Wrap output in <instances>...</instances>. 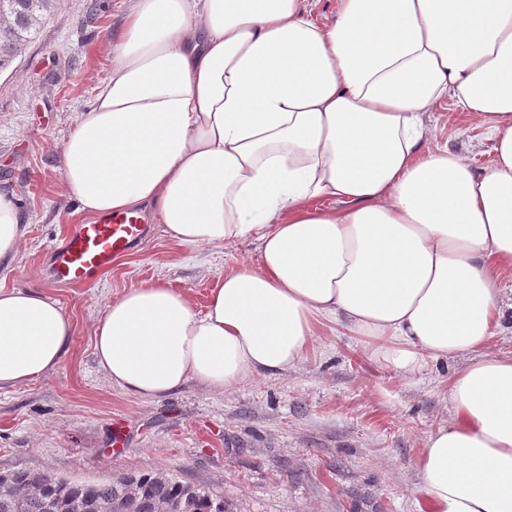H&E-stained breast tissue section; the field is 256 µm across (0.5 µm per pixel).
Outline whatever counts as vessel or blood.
I'll list each match as a JSON object with an SVG mask.
<instances>
[{
    "mask_svg": "<svg viewBox=\"0 0 512 512\" xmlns=\"http://www.w3.org/2000/svg\"><path fill=\"white\" fill-rule=\"evenodd\" d=\"M145 232L141 217L123 212L78 225L52 250L54 281L69 286L90 284L132 250Z\"/></svg>",
    "mask_w": 512,
    "mask_h": 512,
    "instance_id": "obj_1",
    "label": "vessel or blood"
}]
</instances>
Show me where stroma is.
<instances>
[{
	"label": "stroma",
	"mask_w": 512,
	"mask_h": 512,
	"mask_svg": "<svg viewBox=\"0 0 512 512\" xmlns=\"http://www.w3.org/2000/svg\"><path fill=\"white\" fill-rule=\"evenodd\" d=\"M126 0H55L37 36L0 71V191L24 235L6 288H35L73 324L62 364L0 391V471L18 467L78 482L163 470L223 499L226 512H430L415 458L453 417L448 380L461 361H425L408 376L363 339L326 324L292 372L224 392L188 382L144 398L100 372L93 329L113 296L161 281L204 311L215 279L256 261L259 244H176L146 217V237L90 287L50 281V248L79 223L63 195L62 145L107 76ZM437 140L491 164L473 117L445 103L423 116Z\"/></svg>",
	"instance_id": "stroma-1"
}]
</instances>
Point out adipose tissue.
<instances>
[{
	"label": "adipose tissue",
	"mask_w": 512,
	"mask_h": 512,
	"mask_svg": "<svg viewBox=\"0 0 512 512\" xmlns=\"http://www.w3.org/2000/svg\"><path fill=\"white\" fill-rule=\"evenodd\" d=\"M129 0L112 66L62 146L80 213L148 211L180 244L258 241L205 312L162 284L112 298L94 354L127 393L230 390L296 369L321 326L411 374L464 359L416 457L431 512H512V0ZM454 100L493 143L475 169L422 120ZM21 215L0 192V272ZM60 306L0 288V390L57 368Z\"/></svg>",
	"instance_id": "ef3b65f1"
}]
</instances>
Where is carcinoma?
<instances>
[{
  "label": "carcinoma",
  "mask_w": 512,
  "mask_h": 512,
  "mask_svg": "<svg viewBox=\"0 0 512 512\" xmlns=\"http://www.w3.org/2000/svg\"><path fill=\"white\" fill-rule=\"evenodd\" d=\"M53 0H0V70L30 42L49 15ZM224 512V501L170 475L147 471L108 483L39 478L17 468L0 472V512Z\"/></svg>",
  "instance_id": "1"
}]
</instances>
